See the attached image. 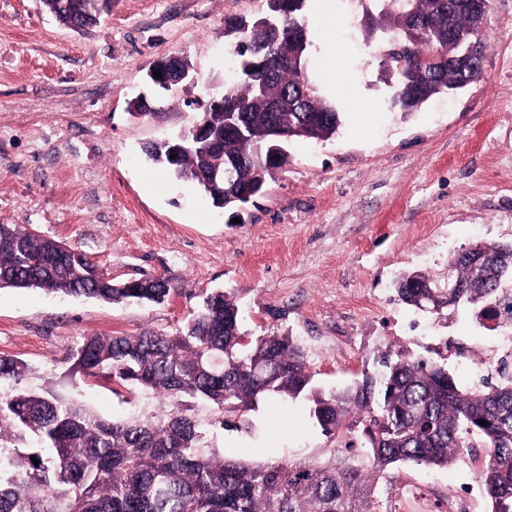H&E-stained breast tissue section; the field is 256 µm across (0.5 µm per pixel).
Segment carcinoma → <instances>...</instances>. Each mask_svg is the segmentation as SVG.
<instances>
[{"label": "carcinoma", "instance_id": "carcinoma-1", "mask_svg": "<svg viewBox=\"0 0 512 512\" xmlns=\"http://www.w3.org/2000/svg\"><path fill=\"white\" fill-rule=\"evenodd\" d=\"M308 0H287L282 11L267 0L275 23L261 17L224 28L231 56L264 63L259 76H236L224 100L244 111L241 133L224 138V152H193L166 165L177 181L205 191L200 174L239 162L242 184L271 176L274 167L258 140L275 119L291 139L328 140L341 112L319 92L308 72L309 44L291 43L286 30L304 24ZM371 22L364 39L380 34L387 73L394 78L392 105L413 112L451 87L478 75L463 64L461 40L471 34L468 0H368ZM81 29L99 20L98 0H73ZM394 40L406 55L439 49L431 69L399 67ZM478 253L475 266L465 252ZM476 317L502 312L512 320L503 284L512 279V245L476 244L448 261ZM422 271L395 282L398 299L431 310ZM0 288L40 289L107 303H162L171 293L163 277L115 282L81 251L33 229L0 224ZM85 376L149 389L169 409L106 420L52 391L27 390L30 366L0 355V512H376L374 480L390 466L413 462L446 468L459 449L481 447L477 478L490 512H512V377L464 390L444 364L387 352L380 379L363 378L350 391L313 385L302 349L292 337L269 333L250 341L237 304L222 290L208 294L195 318L172 335L86 336L69 355ZM306 398L322 430L336 438L363 426L367 446L331 448L320 460L246 462L224 458L204 444L210 423L191 413L206 400L222 413L253 409L272 398ZM485 421L480 425L479 421ZM38 459L33 463L32 459Z\"/></svg>", "mask_w": 512, "mask_h": 512}]
</instances>
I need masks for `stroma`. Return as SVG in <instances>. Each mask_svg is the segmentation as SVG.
I'll list each match as a JSON object with an SVG mask.
<instances>
[{
  "label": "stroma",
  "instance_id": "1",
  "mask_svg": "<svg viewBox=\"0 0 512 512\" xmlns=\"http://www.w3.org/2000/svg\"><path fill=\"white\" fill-rule=\"evenodd\" d=\"M266 0H112L85 32L40 0H0V224L34 229L86 254L118 281L164 277L162 303L106 304L38 289L0 288V354L31 368L28 388L55 389L107 420L157 411L152 392L71 371L91 335L175 333L204 297L224 291L245 334L276 331L300 344L317 386L379 376L387 350L445 360L460 387L498 382L512 325L398 300L405 271L443 278L472 244L512 243V0H492L483 78L404 114L391 106L378 49L364 44L356 0L333 22L307 16L316 62L336 51L344 90L335 137L297 140L287 165L253 202L219 209L175 181L146 146L188 128L231 67L225 22L265 12ZM187 57L195 85L164 92L148 72ZM148 110L136 117L132 104ZM214 421L208 439L242 460L323 456L332 440L308 402L260 401ZM380 512H489L469 451L446 468L399 463L376 488Z\"/></svg>",
  "mask_w": 512,
  "mask_h": 512
}]
</instances>
